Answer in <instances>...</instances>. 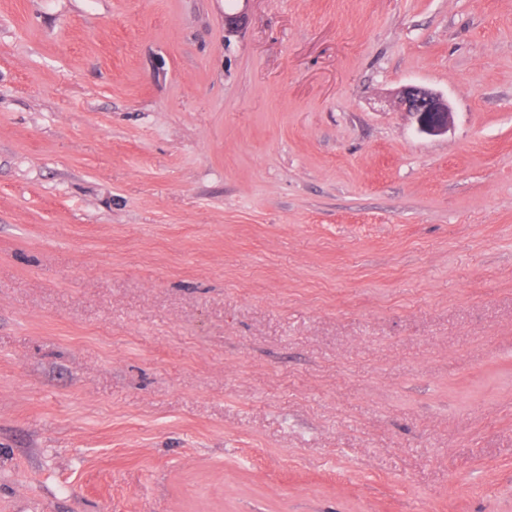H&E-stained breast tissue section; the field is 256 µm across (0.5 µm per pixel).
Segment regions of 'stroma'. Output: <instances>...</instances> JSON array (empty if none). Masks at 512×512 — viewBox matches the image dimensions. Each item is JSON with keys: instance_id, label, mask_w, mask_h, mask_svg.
I'll list each match as a JSON object with an SVG mask.
<instances>
[{"instance_id": "35a3bbf8", "label": "stroma", "mask_w": 512, "mask_h": 512, "mask_svg": "<svg viewBox=\"0 0 512 512\" xmlns=\"http://www.w3.org/2000/svg\"><path fill=\"white\" fill-rule=\"evenodd\" d=\"M0 512H512V0H0ZM397 103L416 118L418 130L428 135L445 134L451 110L447 98L427 87L407 85L397 92Z\"/></svg>"}]
</instances>
